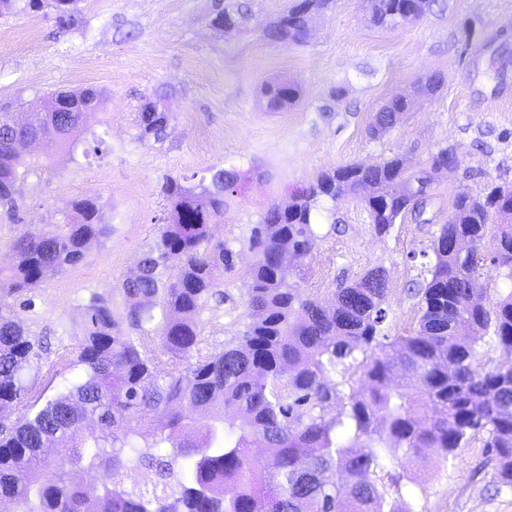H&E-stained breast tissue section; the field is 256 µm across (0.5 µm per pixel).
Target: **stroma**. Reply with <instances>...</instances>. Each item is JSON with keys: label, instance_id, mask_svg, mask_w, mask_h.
<instances>
[{"label": "stroma", "instance_id": "stroma-1", "mask_svg": "<svg viewBox=\"0 0 512 512\" xmlns=\"http://www.w3.org/2000/svg\"><path fill=\"white\" fill-rule=\"evenodd\" d=\"M290 3L248 0V21L230 31L211 27L212 0H81L77 23L64 29L48 7L0 16V108L20 118L60 87L103 92L84 131L96 136L94 150L33 166L15 212L0 207V258L23 234L63 221L77 198L97 200L112 226L80 264L47 278L18 310L41 346L35 392L54 396L77 375L72 359L92 294L110 296L116 322L126 326L120 286L166 215L167 178L196 189L217 167L250 179L246 190L225 193L224 217L213 227L239 255L224 276L223 302L209 301L197 318L203 356L244 330L252 228L322 171L395 154L427 168L439 147L457 148L459 167L440 171L431 185L428 223L407 218L380 236L360 199L339 200L316 224L311 255L288 271L304 294L327 304L340 283L384 268L392 337L417 325L410 288L434 261L431 242L453 197L480 194L489 183L512 187V0H441L419 21L392 28L372 24L362 0H334L304 43L268 40L264 26ZM431 73L444 76L442 88L371 136L378 109ZM282 81L296 83L301 99L267 111L263 89ZM156 93L173 115L159 139L140 136L136 123ZM484 452L479 435L449 460L430 449L403 461L404 495L416 512H472L476 504L512 512V489L498 488Z\"/></svg>", "mask_w": 512, "mask_h": 512}]
</instances>
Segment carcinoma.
Here are the masks:
<instances>
[{
    "label": "carcinoma",
    "mask_w": 512,
    "mask_h": 512,
    "mask_svg": "<svg viewBox=\"0 0 512 512\" xmlns=\"http://www.w3.org/2000/svg\"><path fill=\"white\" fill-rule=\"evenodd\" d=\"M47 2L58 24L75 23L80 0ZM331 3L298 0L265 35L301 43ZM364 3L374 24L396 27L438 0ZM246 18L242 4L212 5L211 19L232 29ZM266 95L279 112L300 89L280 82ZM102 97L93 88L57 90L25 125L0 113V206L16 208L34 166L18 144L38 140L48 160L59 150L74 153ZM410 106L406 97L392 99L374 114L371 132L393 128ZM170 120L157 94L136 122L140 136L158 138ZM458 163L456 148L446 146L429 171L410 170L399 155L341 165L295 191L289 211H268L249 238L256 259L247 273L245 331L196 360V316L236 268L237 251L213 240V226L238 176L214 168L211 186L199 192L167 179L166 217L138 273L121 285L130 332L115 321L110 298L93 296L76 351L79 376L33 411L24 401L38 353L11 300L79 264L112 225L96 200L80 198L63 223L18 238L13 263L0 267V411L22 412L0 421V499L17 512H415L395 472L400 458L435 448L446 461L479 432L497 483L512 488V362L485 369L479 361L489 334L512 350V291L491 307L481 303L479 247L451 245L491 237L490 263L512 281L511 188L491 183L477 196H454L418 289V327L407 336L384 333L387 280L374 268L337 288L327 307L286 278L287 266L312 253L320 202L362 195L379 234L408 215L428 224L431 172ZM148 335L160 338L165 372L144 345ZM349 372L360 373L369 391H352L343 412L329 418L335 377ZM157 412L164 421L147 420ZM256 446L268 449L264 459ZM91 471L103 480L90 500L81 476Z\"/></svg>",
    "instance_id": "carcinoma-1"
}]
</instances>
